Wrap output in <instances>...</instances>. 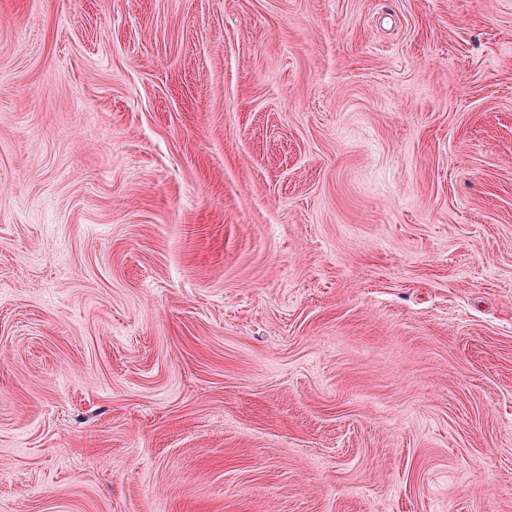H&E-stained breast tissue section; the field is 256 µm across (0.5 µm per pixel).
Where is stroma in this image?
Returning a JSON list of instances; mask_svg holds the SVG:
<instances>
[{
  "instance_id": "obj_1",
  "label": "stroma",
  "mask_w": 512,
  "mask_h": 512,
  "mask_svg": "<svg viewBox=\"0 0 512 512\" xmlns=\"http://www.w3.org/2000/svg\"><path fill=\"white\" fill-rule=\"evenodd\" d=\"M0 512H512V0H0Z\"/></svg>"
}]
</instances>
